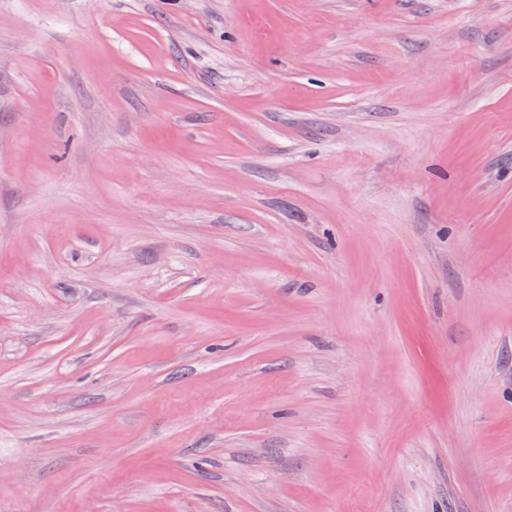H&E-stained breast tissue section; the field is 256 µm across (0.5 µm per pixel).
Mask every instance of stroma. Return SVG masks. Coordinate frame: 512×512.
Masks as SVG:
<instances>
[{
    "instance_id": "1",
    "label": "stroma",
    "mask_w": 512,
    "mask_h": 512,
    "mask_svg": "<svg viewBox=\"0 0 512 512\" xmlns=\"http://www.w3.org/2000/svg\"><path fill=\"white\" fill-rule=\"evenodd\" d=\"M0 512H512V0H0Z\"/></svg>"
}]
</instances>
